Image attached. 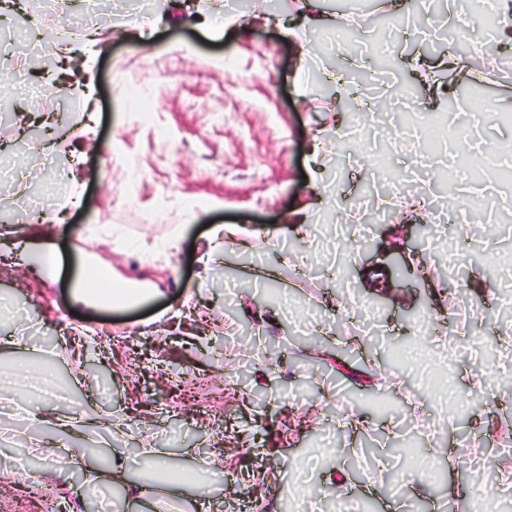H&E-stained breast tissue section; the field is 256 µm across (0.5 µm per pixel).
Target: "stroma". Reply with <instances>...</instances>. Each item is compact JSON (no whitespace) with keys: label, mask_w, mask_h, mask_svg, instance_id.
<instances>
[{"label":"stroma","mask_w":512,"mask_h":512,"mask_svg":"<svg viewBox=\"0 0 512 512\" xmlns=\"http://www.w3.org/2000/svg\"><path fill=\"white\" fill-rule=\"evenodd\" d=\"M0 20V336L26 317L23 339L0 368L43 363L44 392L0 391V512H61L63 496L95 506L99 485L63 462L62 448L135 455L143 442L178 468L219 459L205 491L187 487L183 512H474L500 459L477 437L499 439L490 403L512 401V372L462 349L475 320L484 343L512 335L497 304L475 293L501 288L494 256L512 251V181L448 183L469 162L457 138L512 155V71L487 76L501 34L486 37L464 0H17ZM91 9L97 41L60 43L68 18ZM311 16L285 37L281 19ZM359 29L353 54L332 43L331 18ZM453 54L464 68L437 59ZM368 80L387 107L325 135L336 100ZM91 96L78 92L83 84ZM443 130L434 156L405 153L424 128ZM391 156L388 172L376 164ZM476 210L463 225L449 283L439 239L445 201ZM304 268L287 226L323 215ZM500 227L483 236L484 225ZM224 228L214 236V228ZM61 248L57 281L14 261L34 233ZM91 264L144 285L146 302L76 304L72 274ZM358 305L359 322L336 313ZM462 310L455 335L419 334L448 301ZM423 346L420 362L371 376L391 347ZM227 360H219V353ZM485 374L481 396L467 388ZM393 394L378 413L368 399ZM51 402L85 417L118 416L112 433L60 437L27 425L26 406ZM357 414L361 427L345 425Z\"/></svg>","instance_id":"obj_1"}]
</instances>
